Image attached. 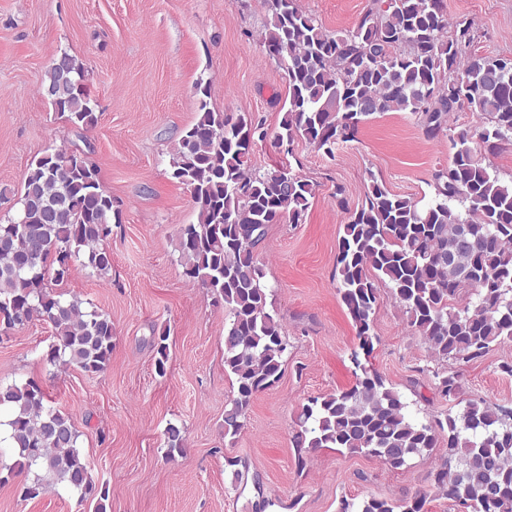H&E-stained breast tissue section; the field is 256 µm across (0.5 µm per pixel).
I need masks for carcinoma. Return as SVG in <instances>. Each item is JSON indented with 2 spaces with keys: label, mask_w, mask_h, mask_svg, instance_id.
I'll return each instance as SVG.
<instances>
[{
  "label": "carcinoma",
  "mask_w": 512,
  "mask_h": 512,
  "mask_svg": "<svg viewBox=\"0 0 512 512\" xmlns=\"http://www.w3.org/2000/svg\"><path fill=\"white\" fill-rule=\"evenodd\" d=\"M262 33L266 56L287 66L288 96L274 142L293 153L304 140L330 159L376 114L408 111L429 140L448 138L451 161L434 170L430 202L391 192L372 178L360 205L342 225L336 255L337 291L356 328L359 349L373 351L378 285L403 307L408 327L439 361L464 365L493 345L512 341V179L503 181L486 156L512 146V54L469 51L473 24L448 26L446 0H368L353 28L326 33L298 0H267ZM85 67L66 51L45 72L42 96L78 131L96 126V100L82 87ZM195 121L175 143L169 177L190 193L197 222L183 224L178 252L183 277L224 308V372L235 391L224 408V437L243 431L256 396L281 377L288 340L268 306L258 250L268 226L300 224L314 184L291 165L251 167L250 154L267 138L262 118L216 112L199 81ZM467 108L474 127L455 130L448 115ZM19 209L0 221V333L38 320L52 329L46 363L104 372L113 349L112 320L56 287L77 267L111 281L112 224L120 204L82 150L47 149L28 165ZM169 334L151 337L154 369L167 373ZM355 384L308 399L293 437L299 460L319 448L363 454L390 470L436 453L430 489L401 498H343L339 512H426L431 494L466 512H512V410L471 399L444 418H418L382 376L352 354ZM436 390L454 401L458 370L433 371ZM16 461L0 484L23 476L21 497H38L62 483L107 512L109 490L95 481L72 417L52 405L34 378L0 385V407ZM166 455L186 448L185 426L164 429Z\"/></svg>",
  "instance_id": "obj_1"
}]
</instances>
